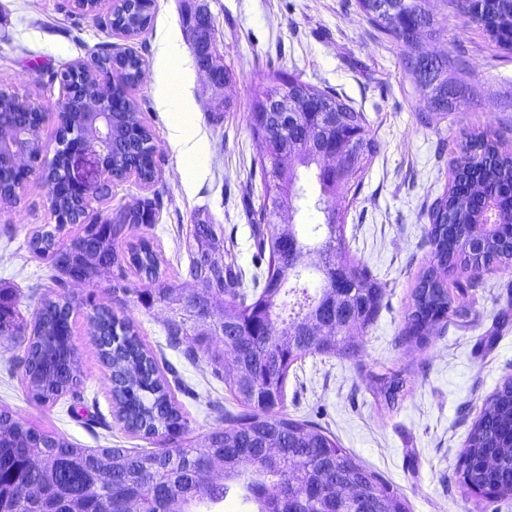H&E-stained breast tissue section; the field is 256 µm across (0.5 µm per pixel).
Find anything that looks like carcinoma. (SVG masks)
I'll return each instance as SVG.
<instances>
[{"label": "carcinoma", "instance_id": "carcinoma-1", "mask_svg": "<svg viewBox=\"0 0 512 512\" xmlns=\"http://www.w3.org/2000/svg\"><path fill=\"white\" fill-rule=\"evenodd\" d=\"M428 0H355L356 9L383 38L400 50L404 67L420 89L429 112L426 121L446 119L461 104V92L449 77L465 63L466 51L429 57L422 41L435 40L440 31L426 7ZM152 17L140 11L116 13L109 26L126 31L148 27ZM505 53L512 54V0H484L476 20ZM112 54L98 52L83 68L69 65L52 74L61 83L92 88L89 76L109 66ZM123 71L116 95L137 81L140 57L122 55ZM277 85L255 92L251 128L268 143L260 162L264 190L258 212L255 265L260 273L245 280L235 256L224 250V238L215 225H192L187 237L189 277L200 288L185 296L166 284L147 298L168 309L167 342L176 347L194 324L209 316L213 330L222 333L224 346L238 351L235 366L210 354L212 374L224 381L238 411L224 414V426L212 429L200 442L183 448L129 449L79 448L64 437L34 428L0 408V512H196L209 503L238 497L253 505L252 512H280V494L289 489L299 502V512H335L330 487L341 482L373 499L378 512H406L405 504L374 472L361 465L336 437L315 425L288 417L282 407L288 371L297 360L293 352L346 353L353 342L341 336L349 320L367 327L375 320L385 297L382 282L349 256L342 216L336 198L348 203L360 194L363 177L376 142L363 113L347 104L336 90L319 88L296 76L279 73ZM280 94L297 109L317 101L324 112H303L287 125L281 113L262 111L265 100ZM22 98L0 91V126L13 130L34 122ZM112 129L121 148L109 159L118 175L136 173L151 182L157 173L152 134L138 116V105L125 101ZM359 146L354 164L339 173L323 166L329 149ZM452 179L428 209L427 241L431 259L419 272L405 313L403 338L421 342L438 325L460 320L466 312L454 306L448 276L471 272L468 288H480L483 270L512 268V150L501 134L473 130L456 145ZM312 175L319 194L312 196L301 184V172ZM19 200L17 174L0 179V203ZM54 209L69 216L70 225L83 221L71 191L57 184L49 198ZM315 209L321 221L306 226L279 228L273 218L288 206ZM125 216L99 218L95 233L86 228L63 247L57 239L62 227H41L28 241L40 257L54 256L52 266L60 294L38 309L33 327L26 329L15 307V293L0 288V338L16 340L22 347L17 365L22 367L25 389L37 403H53L68 394L71 410L83 403L81 380L75 369L78 349L72 344L75 305L65 293L67 278L83 277L88 284L103 276L120 279L124 266L147 278L159 276L158 254L146 240L120 256L113 242L123 230ZM294 248L296 264L288 262ZM318 250L323 261L316 266L320 288L310 293L304 279L303 257ZM341 285L343 318L316 307V300ZM279 319L281 336L266 334L263 321ZM92 331L103 364L110 372L111 400L116 415L130 432L146 437L177 436L187 428L168 381L156 358L142 342L134 322L107 308L90 315ZM407 379L399 371L373 377V390L393 405L405 394ZM468 472L464 486L504 496L512 487V378H506L484 402L467 439ZM39 486L42 496L28 492Z\"/></svg>", "mask_w": 512, "mask_h": 512}]
</instances>
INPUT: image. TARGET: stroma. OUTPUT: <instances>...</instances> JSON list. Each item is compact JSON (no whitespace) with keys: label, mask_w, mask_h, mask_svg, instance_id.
<instances>
[{"label":"stroma","mask_w":512,"mask_h":512,"mask_svg":"<svg viewBox=\"0 0 512 512\" xmlns=\"http://www.w3.org/2000/svg\"><path fill=\"white\" fill-rule=\"evenodd\" d=\"M66 2L0 0V85L46 113L40 140L50 156L62 98L51 72L90 60L107 47L141 56L145 75L128 95L153 132L159 177L148 186L133 176L113 183L108 195L92 200L89 214L103 216L155 201V223L129 229L116 247L122 253L130 243L148 238L161 259V275L151 281L130 270L118 284L105 277L94 286L69 287L77 306L73 342L85 395L79 413L68 412L65 397L52 405L30 400L15 364L20 349L1 340L0 408L81 448H180L223 424L234 401L213 377L207 356L221 350V338L200 322L179 347H170L164 331L167 309L143 307L139 298L166 283L183 294L192 292L186 236L199 220L220 228L243 275L254 274L253 226L262 193L254 170L264 150L251 131V103L264 74L278 70L333 87L366 116L377 150L356 201L340 200L336 207L345 215L348 252L387 285L373 324L350 329L356 344L352 352L310 354L290 367L284 413L332 432L393 489L408 512H512V495H474L457 474L460 451L485 399L512 377V270L482 273V288L455 293L456 306L470 312L468 325L437 326L422 344L399 341L416 276L430 259L427 210L448 183L451 144L465 130L488 127L502 132L512 146V56H503L467 15L430 0L441 37L427 43L426 51L443 55L463 46L466 64L453 78L475 87L479 97L462 103L447 119L425 124L419 119L425 102L396 47L378 36L353 0H206L216 46L236 81L224 90L233 102L231 111L215 112L198 69L184 72L181 93L196 108L182 118L202 141L199 168L190 176L169 138L175 115L157 108L152 81L158 43L185 38L181 0H155L151 26L132 39L103 29L100 17L67 13ZM51 221L40 176L30 177L17 204H0V287L16 289L17 307L28 324L41 303L57 295L50 264L27 244L34 228ZM90 298L135 321L185 413L183 434L145 439L115 419L108 371L87 319ZM389 367L403 371L409 388L392 407L378 403L368 389L370 376Z\"/></svg>","instance_id":"obj_1"}]
</instances>
